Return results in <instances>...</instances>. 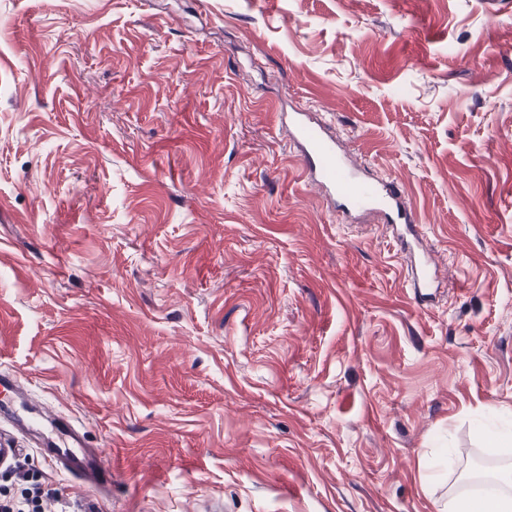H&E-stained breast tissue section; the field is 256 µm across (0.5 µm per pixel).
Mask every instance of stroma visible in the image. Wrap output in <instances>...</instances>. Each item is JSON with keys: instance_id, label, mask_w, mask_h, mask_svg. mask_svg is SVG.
<instances>
[{"instance_id": "35a3bbf8", "label": "stroma", "mask_w": 512, "mask_h": 512, "mask_svg": "<svg viewBox=\"0 0 512 512\" xmlns=\"http://www.w3.org/2000/svg\"><path fill=\"white\" fill-rule=\"evenodd\" d=\"M399 183L341 223L277 115ZM96 490L0 438L36 512H448L512 465V0H0V370ZM417 276L413 279V288L418 289V297L421 301L431 295L426 292L434 287L435 272L433 255L431 253L422 252V256L418 259ZM11 416L20 431L41 437L45 454L64 474L85 485L98 487L104 482L103 475L108 471L102 467L101 456L86 447L82 431L72 422L57 425L27 406ZM46 423L51 427L48 432L42 430Z\"/></svg>"}]
</instances>
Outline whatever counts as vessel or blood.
I'll list each match as a JSON object with an SVG mask.
<instances>
[{
    "instance_id": "1",
    "label": "vessel or blood",
    "mask_w": 512,
    "mask_h": 512,
    "mask_svg": "<svg viewBox=\"0 0 512 512\" xmlns=\"http://www.w3.org/2000/svg\"><path fill=\"white\" fill-rule=\"evenodd\" d=\"M287 119L290 139L298 150L308 180L317 184L345 214L383 215L391 224L402 252L418 255L413 286L419 298H426L428 289L435 283L433 256L415 252L419 242L417 218L405 206L397 183L369 179L363 171L352 167L325 127L315 122L310 113L296 110L288 113ZM12 419L23 433L40 437L47 457L64 474L85 485L101 486L104 475L101 458L86 447L83 433L76 425L69 421L47 425L38 410L25 406L14 412Z\"/></svg>"
}]
</instances>
